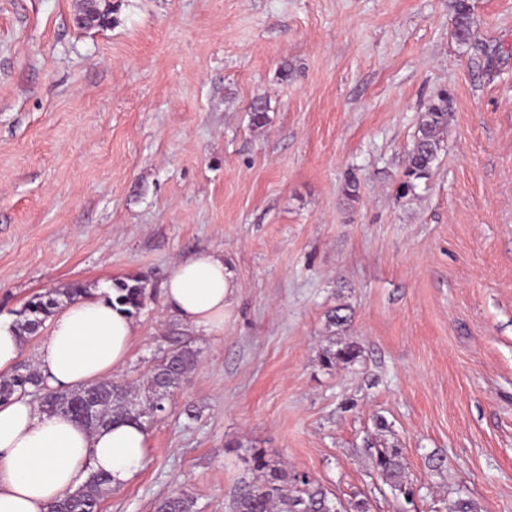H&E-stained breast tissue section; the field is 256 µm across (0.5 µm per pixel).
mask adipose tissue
I'll return each mask as SVG.
<instances>
[{
    "label": "adipose tissue",
    "mask_w": 512,
    "mask_h": 512,
    "mask_svg": "<svg viewBox=\"0 0 512 512\" xmlns=\"http://www.w3.org/2000/svg\"><path fill=\"white\" fill-rule=\"evenodd\" d=\"M231 293L224 255L212 249L178 261L164 288L168 306L207 335L224 331ZM132 318L99 296L64 304L39 350L48 388L110 378L135 336ZM149 446L140 424L115 421L89 430L65 413L36 411L26 398L0 404V512H48L50 505L103 472L111 485L127 482Z\"/></svg>",
    "instance_id": "ef3b65f1"
}]
</instances>
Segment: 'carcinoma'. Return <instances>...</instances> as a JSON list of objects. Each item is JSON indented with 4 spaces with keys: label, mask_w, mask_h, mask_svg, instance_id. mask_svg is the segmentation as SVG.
Returning a JSON list of instances; mask_svg holds the SVG:
<instances>
[{
    "label": "carcinoma",
    "mask_w": 512,
    "mask_h": 512,
    "mask_svg": "<svg viewBox=\"0 0 512 512\" xmlns=\"http://www.w3.org/2000/svg\"><path fill=\"white\" fill-rule=\"evenodd\" d=\"M452 25L456 40L468 43L472 36L469 0H456ZM447 127L448 95L441 92L429 101L421 115L404 177L397 186L400 196L416 195L418 181L429 178ZM89 295L90 289L81 282L32 295L20 311V320L17 321L19 332L28 337L38 334L60 305V298L73 301ZM145 298L146 288L143 279L138 276L115 283L112 294L107 296L111 304L124 307L131 316L144 306ZM357 357V347L348 344L333 352H326L323 360L328 364L337 361L351 363ZM196 360L197 351L185 344L164 355L141 388L101 382L66 392L51 391L43 397L41 408L50 413L68 414L73 403L89 396L97 399L99 411L94 427L107 425L114 419L140 423L144 418L164 410L165 400L186 377ZM42 385L43 380L37 371L1 379L0 402L9 401L19 391ZM252 464L257 481L246 483L235 491L229 501L228 512H333L334 505L327 493L314 486L307 476L290 473L285 465L266 458L261 451L253 453ZM376 465L390 483L402 488L403 466L396 449L378 450ZM106 485V477L93 473L72 497H65L51 505L50 512H101V493ZM157 512H193V500L185 493L172 494L158 504Z\"/></svg>",
    "instance_id": "1"
}]
</instances>
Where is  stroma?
<instances>
[{
  "label": "stroma",
  "instance_id": "obj_1",
  "mask_svg": "<svg viewBox=\"0 0 512 512\" xmlns=\"http://www.w3.org/2000/svg\"><path fill=\"white\" fill-rule=\"evenodd\" d=\"M469 2L461 44L455 0H112L90 30L79 0H0V318L138 275L116 379L198 353L102 512H227L257 450L344 512H512V0ZM442 90L433 173L399 197ZM209 249L234 285L218 336L163 294ZM469 0H456L453 17V34L456 40L466 44L472 36V16ZM376 465L390 483L394 484L399 490L402 489L404 478L403 466L397 449H379L376 457Z\"/></svg>",
  "mask_w": 512,
  "mask_h": 512
}]
</instances>
